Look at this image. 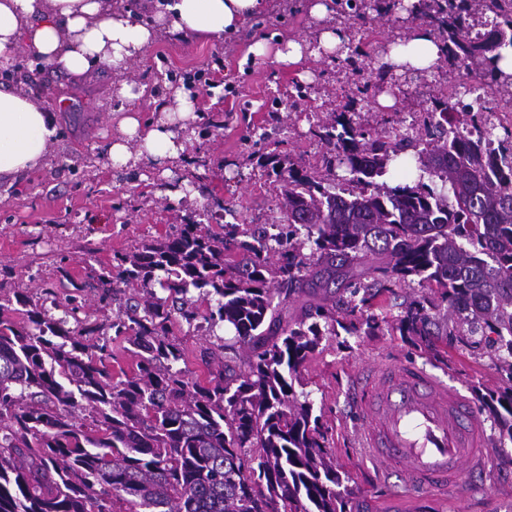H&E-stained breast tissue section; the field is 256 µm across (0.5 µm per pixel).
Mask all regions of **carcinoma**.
Segmentation results:
<instances>
[{"label":"carcinoma","mask_w":512,"mask_h":512,"mask_svg":"<svg viewBox=\"0 0 512 512\" xmlns=\"http://www.w3.org/2000/svg\"><path fill=\"white\" fill-rule=\"evenodd\" d=\"M336 5L365 25L398 0ZM412 13L472 83L431 99L414 184L377 182L412 134L376 136L346 107L311 129L321 168L269 159L281 182L275 244L260 226L189 221L113 254L97 273L98 304L117 308L111 329L135 364L117 378L110 340L76 308L56 318L28 295L0 302V512H352L322 417L294 382L323 337L356 329V314L414 280L433 297L408 302L399 331L484 339L508 386L474 393L512 443V123L492 122L487 104L512 98V73L499 67L512 52V0H419ZM476 14L487 30L472 38ZM369 32L343 59L354 72ZM394 86L384 62L355 97ZM341 167L350 178L333 191ZM336 285L350 294L342 324ZM302 293L313 302L286 317ZM176 322L234 332L233 344L219 337L201 352L204 383L179 366Z\"/></svg>","instance_id":"cac0c4a2"}]
</instances>
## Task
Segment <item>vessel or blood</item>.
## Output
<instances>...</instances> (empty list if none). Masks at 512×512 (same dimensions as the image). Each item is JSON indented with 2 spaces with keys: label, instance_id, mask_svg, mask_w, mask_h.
I'll list each match as a JSON object with an SVG mask.
<instances>
[{
  "label": "vessel or blood",
  "instance_id": "vessel-or-blood-1",
  "mask_svg": "<svg viewBox=\"0 0 512 512\" xmlns=\"http://www.w3.org/2000/svg\"><path fill=\"white\" fill-rule=\"evenodd\" d=\"M352 401L361 448L378 482L406 473L407 495L452 491L466 500L484 470L487 441L479 413L461 395L416 366L373 365L355 374Z\"/></svg>",
  "mask_w": 512,
  "mask_h": 512
}]
</instances>
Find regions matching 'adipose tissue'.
<instances>
[{
  "mask_svg": "<svg viewBox=\"0 0 512 512\" xmlns=\"http://www.w3.org/2000/svg\"><path fill=\"white\" fill-rule=\"evenodd\" d=\"M266 6L267 0H159L152 20L141 23L112 0H0V67L25 46L72 75L96 65L120 68L139 58L158 31L220 38ZM441 58V45L427 30L391 51L393 63L414 69L436 66ZM119 131L110 150L117 167H136L147 155L174 158L183 149L166 127L142 125L134 115L120 120ZM56 135L53 113L22 93L0 90V179L40 167Z\"/></svg>",
  "mask_w": 512,
  "mask_h": 512,
  "instance_id": "obj_1",
  "label": "adipose tissue"
}]
</instances>
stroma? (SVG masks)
<instances>
[{"mask_svg": "<svg viewBox=\"0 0 512 512\" xmlns=\"http://www.w3.org/2000/svg\"><path fill=\"white\" fill-rule=\"evenodd\" d=\"M311 0H270L266 12L220 39L160 32L126 69L96 66L71 76L44 65L21 48L14 66L0 71V87L36 99L55 113L58 135L43 167L0 182V296L52 291L58 302L77 298L109 334L111 310L98 306L93 273L112 255L165 234L170 225L206 222L220 212L228 224H270L276 219L281 183L262 157L273 152L282 167L307 168L319 161L320 143L311 116L326 117L351 99L355 80L333 55L297 63L274 58L285 41H313L326 26L309 12ZM267 53H253L256 42ZM457 81L440 61L431 75L407 74L389 108L358 104L361 122L379 136L405 131L427 106V79ZM132 83L139 98L120 95ZM193 105L178 111L181 100ZM138 113L143 123L168 121L172 131L192 130L178 157H151L135 168H115L109 149L117 117ZM267 137L254 143L251 132ZM414 283L390 296L377 313L379 329L358 320L355 332L324 337L301 369V389L327 428L326 448L342 474L354 512H512V444H498L492 423L484 431L488 471L473 479L468 504L450 495L412 501L394 473L380 485L370 459L356 446L357 426L347 404L352 371L396 359L424 368L465 397L501 378L482 349L449 336L413 340L396 328L404 299L430 296Z\"/></svg>", "mask_w": 512, "mask_h": 512, "instance_id": "1", "label": "stroma"}]
</instances>
